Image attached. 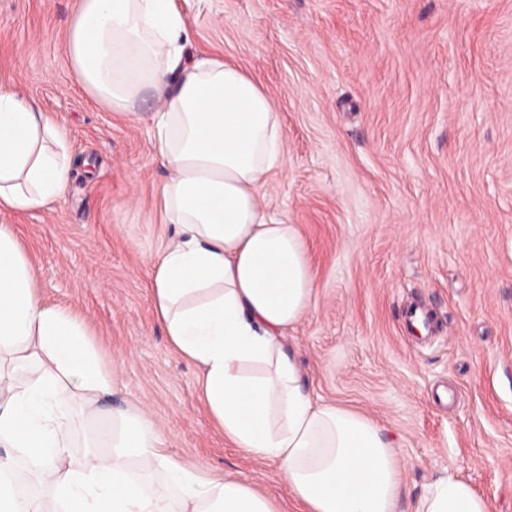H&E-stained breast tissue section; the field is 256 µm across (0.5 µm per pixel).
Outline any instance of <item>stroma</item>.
Returning a JSON list of instances; mask_svg holds the SVG:
<instances>
[{
	"mask_svg": "<svg viewBox=\"0 0 512 512\" xmlns=\"http://www.w3.org/2000/svg\"><path fill=\"white\" fill-rule=\"evenodd\" d=\"M192 53L268 91L286 143L264 206L315 279L285 342L313 400L395 442L399 512L439 474L512 512V0H181ZM79 0H0V78L68 133L78 164L16 227L43 299L79 313L112 370L107 411L143 408L167 454L297 512L279 463L232 447L201 371L167 346L148 282L167 173L150 122L96 102L67 55ZM432 319L427 336L403 318Z\"/></svg>",
	"mask_w": 512,
	"mask_h": 512,
	"instance_id": "35a3bbf8",
	"label": "stroma"
}]
</instances>
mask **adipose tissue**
I'll return each instance as SVG.
<instances>
[{"mask_svg":"<svg viewBox=\"0 0 512 512\" xmlns=\"http://www.w3.org/2000/svg\"><path fill=\"white\" fill-rule=\"evenodd\" d=\"M177 0H81L67 40L83 87L112 111L141 117L167 172L158 221L173 225L152 261V299L171 349L202 370L200 398L226 442L280 464L302 512H398L403 462L369 417L315 402L286 331L309 312L315 282L296 225L261 198L281 165V114L239 65L193 56ZM68 135L38 103L0 82V213L41 209L73 167ZM112 372L71 309L45 302L12 224H0V446L32 460L20 495L0 458V512H276L243 483L165 453L130 407L80 464L77 413L95 415ZM160 471L171 500L149 490ZM460 476L435 477L415 512H489Z\"/></svg>","mask_w":512,"mask_h":512,"instance_id":"1","label":"adipose tissue"}]
</instances>
